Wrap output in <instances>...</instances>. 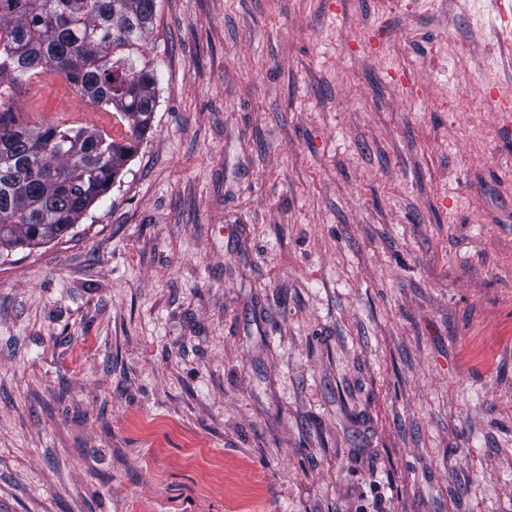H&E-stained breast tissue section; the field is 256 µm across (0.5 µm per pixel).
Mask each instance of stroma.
<instances>
[{"label":"stroma","instance_id":"35a3bbf8","mask_svg":"<svg viewBox=\"0 0 512 512\" xmlns=\"http://www.w3.org/2000/svg\"><path fill=\"white\" fill-rule=\"evenodd\" d=\"M131 54L151 132L0 253V512H512V0H156Z\"/></svg>","mask_w":512,"mask_h":512}]
</instances>
